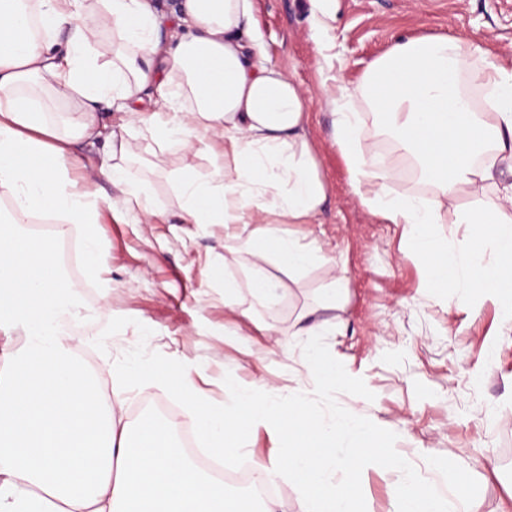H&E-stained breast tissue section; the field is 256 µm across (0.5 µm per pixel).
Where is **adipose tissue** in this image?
Masks as SVG:
<instances>
[{"label":"adipose tissue","instance_id":"ef3b65f1","mask_svg":"<svg viewBox=\"0 0 512 512\" xmlns=\"http://www.w3.org/2000/svg\"><path fill=\"white\" fill-rule=\"evenodd\" d=\"M86 2L0 0V200L8 203L0 217V329L19 326L26 336L18 350L0 352V512H249L222 478L174 445L176 423L153 415L124 421L130 384L177 397L202 444L225 461L241 456L258 430L274 435L277 455L256 463L257 479L290 477L305 494L304 512H368L360 493L367 471L392 463L374 424L320 412L308 389L283 393L261 380L228 387L217 403L182 361H105L90 370L78 353L80 337L61 327L72 295L57 240L70 225L88 227L99 216L79 143L107 138L109 159L97 175L115 190L116 216L134 212L145 224L164 216L125 164L124 134L105 133L96 108L102 100L121 103L126 128L144 126L162 148L223 139L207 175L177 178L179 217L261 225L240 246L253 257L251 287L265 306L279 301L265 264L296 273L324 261L270 223L274 216L309 223L327 194L305 135L313 98L265 64L251 0H184L179 29L166 40L146 0ZM153 83L158 95L141 111V93ZM47 96L69 106V116L49 120ZM358 99L385 116L397 150L416 162L434 196H387L386 165L360 138L350 110ZM325 103L360 203L403 225L411 240L437 247L431 287L457 289L474 310L480 299L495 301L511 332L512 184L503 189L501 227H490L475 203L457 211L468 233L454 245L436 241L433 226L442 200L489 179L493 166L512 171V68L457 37L400 40L358 84L335 80ZM39 214L57 220L55 234L25 231ZM392 503L393 512H475L468 475L450 464L430 480L404 473Z\"/></svg>","mask_w":512,"mask_h":512}]
</instances>
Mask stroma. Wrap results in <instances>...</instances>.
<instances>
[{
	"label": "stroma",
	"mask_w": 512,
	"mask_h": 512,
	"mask_svg": "<svg viewBox=\"0 0 512 512\" xmlns=\"http://www.w3.org/2000/svg\"><path fill=\"white\" fill-rule=\"evenodd\" d=\"M258 33L272 66L307 89H316L325 63L349 84L361 81L371 61L397 39L452 35L481 45L512 64V0H327V27L315 26L312 0H252ZM362 139L379 146L393 167L405 166L369 105H354ZM334 116L314 102L306 124L327 198L308 224L282 225L283 233L320 247L336 266L317 265L288 274L268 263L283 286L277 310L255 301L249 284L252 257L220 224H184L178 216L175 179L206 174L208 152L159 150L148 132L133 130L130 171L142 178L165 216L159 224L115 220L109 183L97 179L99 220L71 226L67 237L85 247L93 233L98 279L85 266L69 276L72 288L95 292L98 310L84 335L88 367L137 355L150 364L183 361L195 383L215 401L224 379L240 384L264 379L283 392L306 388L327 411L354 413L388 438L397 467L369 470L360 492L371 512H390L389 491L406 470L423 477L446 461L470 472L477 512H512V335H504L498 306L485 301L471 312L461 293L428 286L429 262L402 225L370 213L355 196L351 172L331 139ZM512 171L493 168L490 180L467 186L449 210L471 199L494 211ZM347 280L349 297L323 308L332 277ZM238 290V307H224L225 285ZM317 326L321 357L348 379L322 385L282 348L290 332ZM182 421L178 403L163 390L132 389L125 419L143 415Z\"/></svg>",
	"instance_id": "obj_1"
}]
</instances>
